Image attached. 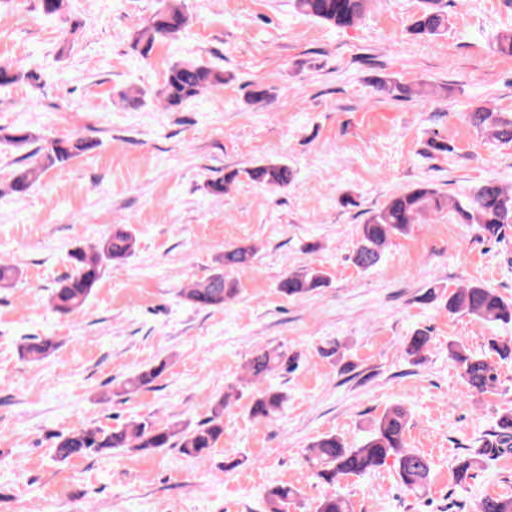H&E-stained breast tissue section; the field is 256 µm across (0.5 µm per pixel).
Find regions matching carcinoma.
Wrapping results in <instances>:
<instances>
[{
    "label": "carcinoma",
    "instance_id": "cac0c4a2",
    "mask_svg": "<svg viewBox=\"0 0 512 512\" xmlns=\"http://www.w3.org/2000/svg\"><path fill=\"white\" fill-rule=\"evenodd\" d=\"M372 0H294V8L304 16L343 29L358 24L367 14ZM71 0H40L42 13L51 18L64 19L70 14ZM189 17L181 0H159V8L138 32L133 49L143 59L148 58L154 46L183 33ZM448 29V14L441 0H423L421 13L413 24L418 35L440 36ZM491 50L512 55V29L499 31L492 39ZM38 75L12 65H0V88L26 81H35ZM226 83L224 70L194 60H178L169 65L163 80L153 90L152 96L169 110H178L202 94L221 88ZM377 89L395 99L433 96L435 92L424 85L413 86L396 80H380ZM474 128L492 138L512 142V114L498 112L479 105L466 113ZM15 148L32 145L18 166L10 173L9 189L16 195L26 194L46 170L63 166L93 147L92 142L74 134L68 137L42 139L24 126H15L6 134L0 133V143ZM268 189L288 186L293 173L286 165H258L250 169L230 170L224 177L209 183L212 194L222 195L240 176ZM447 210L460 224H470L482 238L498 242L505 230L512 227V188L493 181L473 187L464 200L451 202L448 196L433 185L421 182L393 194L377 209L369 212L359 225L353 262L368 270L382 259L391 238L407 234L411 227L420 224L433 213ZM136 238L123 224L112 227V232L95 245L77 247L70 251L69 272L57 280L49 302L61 315L79 311L91 296L107 265L134 255ZM256 250L252 246H230L216 260L212 272L190 282L180 295L198 309L222 307L240 294L239 281L234 273L253 265ZM326 278L316 269H303L286 274L278 283L280 292L288 298H302L324 286ZM444 308L450 314L470 315L491 326H512V300L497 290L480 282H468L448 292ZM431 338L422 331L409 337L404 344L406 357L418 364L428 351ZM58 347L53 338L34 337L23 347V357L42 361ZM489 355L500 361L512 359V344L493 337L488 342ZM448 355L458 363L461 378L473 392L484 393L498 381L496 362L488 355H475L457 341L448 342ZM297 356H288L280 348L254 352L245 365V382L255 386L250 406L251 415L258 420L275 416L286 402V395L272 386H262L274 372L291 366ZM167 363L146 367L125 379L123 392L132 393L156 382L165 372ZM240 396L232 387L214 402L209 416L193 425L189 422H172L165 425L151 420L131 421L121 427L87 425L66 434L55 436L53 454L57 461L92 457L106 451L128 450L138 453L156 452L164 448H177L184 456L207 460L212 451L224 442V410L231 398ZM409 414L401 406L384 411L374 422L367 438L351 446L334 433H327L312 441L305 454V463L313 475L329 488L315 504L313 512H353L351 501L336 490L343 478L363 476L393 460L400 486L410 494L423 491L429 481V459L408 448L405 434ZM512 452V414L502 416L497 422L494 439L484 447L457 459L455 476L461 482L469 471L484 468L494 455ZM297 496V490L288 485L271 487L266 494L268 512H285ZM476 512H512V498L487 496L482 498Z\"/></svg>",
    "mask_w": 512,
    "mask_h": 512
}]
</instances>
